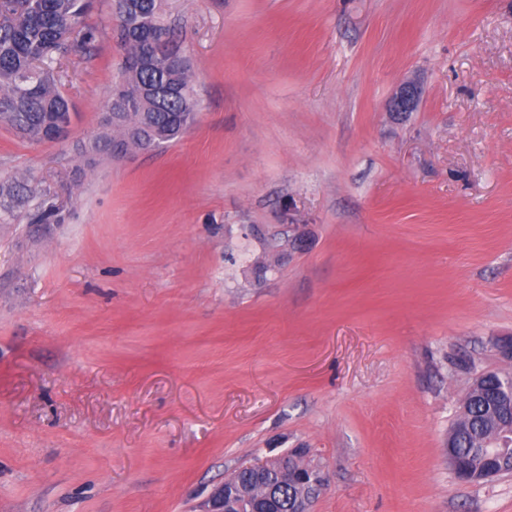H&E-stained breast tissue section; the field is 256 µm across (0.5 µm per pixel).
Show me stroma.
<instances>
[{
	"mask_svg": "<svg viewBox=\"0 0 512 512\" xmlns=\"http://www.w3.org/2000/svg\"><path fill=\"white\" fill-rule=\"evenodd\" d=\"M111 17L70 137L0 126V178L65 212L0 216V512H200L294 448L311 512H512L446 448L512 374V0H166L196 121L88 166ZM420 97V87L412 82H403L391 101V112H411L416 108Z\"/></svg>",
	"mask_w": 512,
	"mask_h": 512,
	"instance_id": "stroma-1",
	"label": "stroma"
}]
</instances>
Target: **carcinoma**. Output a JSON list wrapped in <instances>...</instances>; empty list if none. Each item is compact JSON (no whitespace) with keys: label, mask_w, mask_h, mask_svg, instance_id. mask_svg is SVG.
Wrapping results in <instances>:
<instances>
[{"label":"carcinoma","mask_w":512,"mask_h":512,"mask_svg":"<svg viewBox=\"0 0 512 512\" xmlns=\"http://www.w3.org/2000/svg\"><path fill=\"white\" fill-rule=\"evenodd\" d=\"M94 0H0V126L38 144L69 121L71 104L61 89L63 60L83 58L97 42L88 22ZM115 36L136 65L124 66L104 105L105 132L81 146L82 154L108 156L115 147L139 148L155 131L162 142L178 140L195 122L197 100L192 73L163 20L162 0H113ZM33 198L18 179L0 182V211L24 209ZM494 413L482 397L468 395L450 430L458 454L479 464L477 449L488 438ZM282 460L236 471L228 495L270 500L275 512H290L291 498L311 495L310 484L280 485L271 480Z\"/></svg>","instance_id":"cac0c4a2"}]
</instances>
